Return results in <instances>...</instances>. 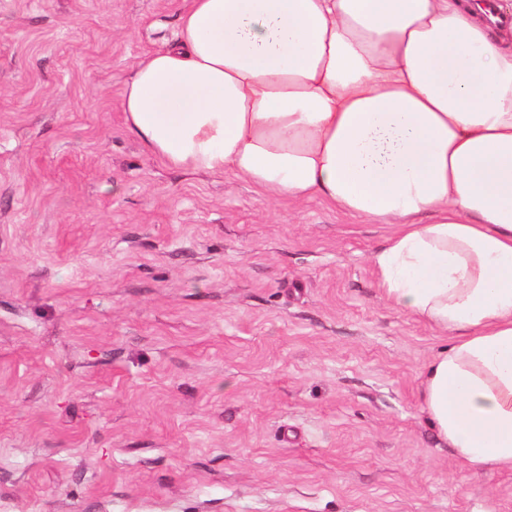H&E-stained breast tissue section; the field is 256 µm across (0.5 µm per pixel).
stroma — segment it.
<instances>
[{
	"label": "stroma",
	"mask_w": 512,
	"mask_h": 512,
	"mask_svg": "<svg viewBox=\"0 0 512 512\" xmlns=\"http://www.w3.org/2000/svg\"><path fill=\"white\" fill-rule=\"evenodd\" d=\"M185 0H0V512H512L422 410L392 233L174 169L120 109Z\"/></svg>",
	"instance_id": "stroma-1"
}]
</instances>
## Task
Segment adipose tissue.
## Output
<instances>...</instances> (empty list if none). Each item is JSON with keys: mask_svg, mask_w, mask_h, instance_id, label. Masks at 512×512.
Segmentation results:
<instances>
[{"mask_svg": "<svg viewBox=\"0 0 512 512\" xmlns=\"http://www.w3.org/2000/svg\"><path fill=\"white\" fill-rule=\"evenodd\" d=\"M164 165L318 198L394 231L386 299L451 337L427 416L474 468L512 470V18L484 0H188L124 84Z\"/></svg>", "mask_w": 512, "mask_h": 512, "instance_id": "obj_1", "label": "adipose tissue"}]
</instances>
